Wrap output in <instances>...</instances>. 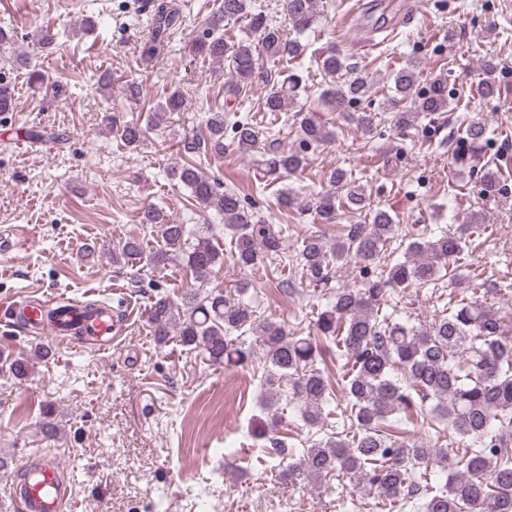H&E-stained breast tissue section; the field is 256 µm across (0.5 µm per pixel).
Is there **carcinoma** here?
Masks as SVG:
<instances>
[{
  "label": "carcinoma",
  "mask_w": 512,
  "mask_h": 512,
  "mask_svg": "<svg viewBox=\"0 0 512 512\" xmlns=\"http://www.w3.org/2000/svg\"><path fill=\"white\" fill-rule=\"evenodd\" d=\"M286 10L295 28L303 31L315 22L317 3L286 0ZM239 18L248 19L259 43L247 39L230 46L217 34L224 22ZM183 22L176 0H154L149 35L141 50L144 64L166 53L171 35ZM198 47L227 66L232 75L227 92L235 97L260 78L256 48L281 63L291 62L305 50L300 41L284 37L263 12L253 10L251 0H222L198 38ZM321 67L330 75L350 73L344 87L322 91L325 104L347 112L368 95L366 77L339 51L324 52ZM391 79L392 93L384 98L381 111L392 113L397 126L412 125L421 112L448 111V86L442 82L413 96L418 81L413 61L393 71ZM301 84L298 73L286 71L267 93L262 111L279 114L293 108ZM410 97L412 111L403 108ZM183 107V95L175 87L148 124L157 125ZM295 117L299 142L293 149L273 141L262 146L264 131L251 117L231 120L221 111L205 113L200 134L187 141L184 149L192 155L221 156L229 138L239 150L259 153L257 162L264 175L280 180L303 171L309 149L333 136L315 112L300 111ZM375 119L373 110L351 114L364 136L373 132ZM104 120L127 146L136 148L143 142L146 129L138 123H121L109 113ZM486 140V123L478 117L467 120L457 163L471 164ZM170 176L190 190L199 206L224 220V234L233 247L230 258L240 270H255L293 253L308 284L317 288L329 282L332 269L339 265L353 262L359 268L360 280L336 289L317 313L313 337L293 336L276 319L257 320L251 300L232 298L220 290L204 296L189 290L179 305L164 296L151 302L149 322L159 345L175 339L190 350H202L214 365L243 367L259 354L270 372L288 384L287 390L270 394L267 406L282 401L294 404L308 429L330 426L325 438L303 448H287L276 436L279 417H274L266 434L281 457L282 477H299L312 487L332 474L348 475L391 512L407 505L408 497L402 494L406 487L422 492L421 512H512V450L508 448L512 336L503 334L496 312L477 300L475 287L471 296L450 303L448 314L429 327L415 326L395 311H383L391 292L399 288L422 287L445 276L454 279L459 268L467 266L471 242L486 231L481 214L469 213L454 232L433 239L408 231L403 256L391 260L384 247L399 230L396 218L387 209L372 208L364 187L343 168L330 172V190L308 201L299 200L287 187L277 197L278 204L303 216L313 215L315 224H336L345 211L367 212L368 223L344 225V233L332 243L316 233L298 243L292 241L285 228L248 210L238 193L222 189L193 162L172 168ZM480 183L483 194L497 193L499 170L487 169ZM141 222L159 225L161 243L147 253L139 240L128 239L112 252L113 264L144 260L160 269L183 265L202 278L224 262L212 241L210 224L191 228L177 224L156 207L145 208ZM248 334L253 339H247ZM333 348L346 367L337 385L316 366L318 358ZM31 369L25 357L8 361L9 372L19 379ZM336 388L345 401L340 412L331 407ZM427 416L448 425L449 443L428 444L404 435L402 425Z\"/></svg>",
  "instance_id": "cac0c4a2"
}]
</instances>
